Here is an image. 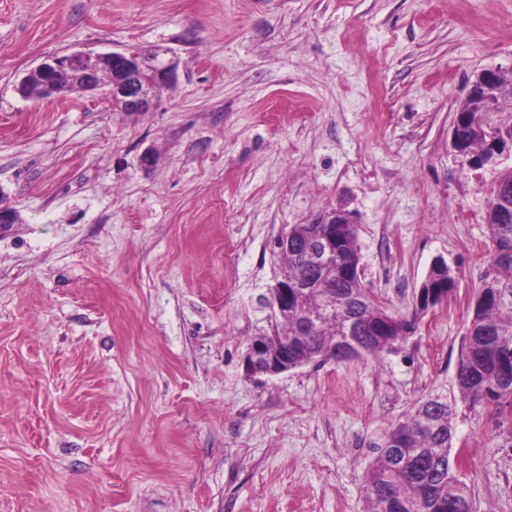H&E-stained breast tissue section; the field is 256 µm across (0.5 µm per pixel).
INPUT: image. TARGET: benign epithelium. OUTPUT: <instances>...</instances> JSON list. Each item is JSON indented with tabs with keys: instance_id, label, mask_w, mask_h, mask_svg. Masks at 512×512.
<instances>
[{
	"instance_id": "obj_1",
	"label": "benign epithelium",
	"mask_w": 512,
	"mask_h": 512,
	"mask_svg": "<svg viewBox=\"0 0 512 512\" xmlns=\"http://www.w3.org/2000/svg\"><path fill=\"white\" fill-rule=\"evenodd\" d=\"M177 62L167 56L165 51L147 54L137 52L112 51L103 54L72 52L64 55H49L27 72L19 81L17 90L27 96V88L32 81L41 83L43 95L58 93L64 76L68 75L81 83L83 90L105 89V95L112 101L121 100L135 112H148L154 104L158 90L171 84L176 75ZM512 91V84L503 82V74L497 68H487L478 73L471 83L463 105L457 110L453 125L450 146L453 152L465 159V164L473 169L493 168L503 160L512 157V138H505L492 152L485 154L480 164L464 158L457 137V128L467 122L465 112H478L481 116L498 111L497 99ZM19 221L17 211L9 205L3 191L0 190V228ZM319 233L328 239H334V230L346 232L354 227L349 212L337 208L315 223ZM301 281L288 284V277L277 281L272 290L271 307L279 317L288 315V288H299ZM248 367L264 374L276 375L290 370L288 360L271 352L265 346L254 341L247 359Z\"/></svg>"
}]
</instances>
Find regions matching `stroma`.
Segmentation results:
<instances>
[{
	"mask_svg": "<svg viewBox=\"0 0 512 512\" xmlns=\"http://www.w3.org/2000/svg\"><path fill=\"white\" fill-rule=\"evenodd\" d=\"M155 48L178 70L149 112L16 90L47 55ZM491 67L512 0H0V512H363L376 443L456 392L496 173L449 141ZM336 208L413 332L247 374L277 239ZM439 256L457 289L414 314ZM455 428L472 512H512V433L462 401Z\"/></svg>",
	"mask_w": 512,
	"mask_h": 512,
	"instance_id": "obj_1",
	"label": "stroma"
}]
</instances>
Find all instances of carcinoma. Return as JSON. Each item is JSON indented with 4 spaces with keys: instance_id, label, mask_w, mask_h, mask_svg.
<instances>
[{
    "instance_id": "cac0c4a2",
    "label": "carcinoma",
    "mask_w": 512,
    "mask_h": 512,
    "mask_svg": "<svg viewBox=\"0 0 512 512\" xmlns=\"http://www.w3.org/2000/svg\"><path fill=\"white\" fill-rule=\"evenodd\" d=\"M461 148L470 155L490 150L488 131L467 124L460 130ZM500 194L487 212L488 264L468 318L456 373L460 400L497 413L512 407V167L498 173L490 196ZM455 288L451 266L430 268L422 286ZM336 294V313L319 315L326 293ZM282 331L263 335L266 346L297 368L318 357L344 361L354 344L361 354L376 356L402 344L414 323L388 312L361 279L357 231L336 245V269L317 272L311 286L288 301ZM457 400L427 398L414 413L393 426L376 445L378 454L364 479L366 512H454L450 505L471 502L468 485L450 463Z\"/></svg>"
}]
</instances>
